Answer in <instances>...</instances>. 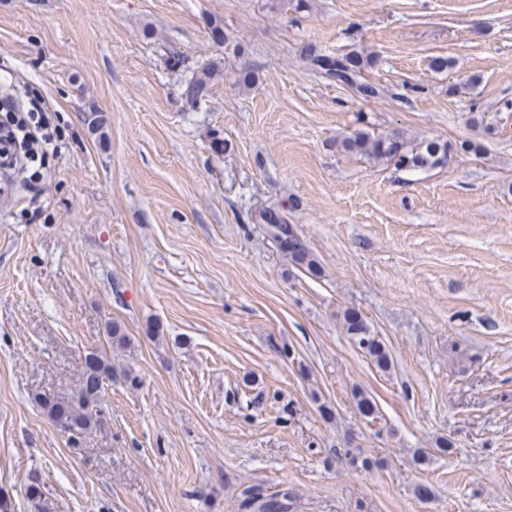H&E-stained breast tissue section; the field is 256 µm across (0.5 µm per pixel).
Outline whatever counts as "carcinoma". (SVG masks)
<instances>
[{"label":"carcinoma","instance_id":"1","mask_svg":"<svg viewBox=\"0 0 512 512\" xmlns=\"http://www.w3.org/2000/svg\"><path fill=\"white\" fill-rule=\"evenodd\" d=\"M305 60L330 83L351 90L361 100H375L383 93L379 85L367 80L364 75L365 71L378 65L375 55L363 54L355 49L325 52L310 46ZM168 65L172 69L181 68L184 72L180 85L182 108L187 112L197 111L212 95L214 78L222 71L221 60L213 58L188 66L181 54L172 53L168 57ZM232 78L234 86L245 90L252 89L260 81L258 72L249 67L233 72ZM336 147L370 162H389L397 169L409 172L441 168L448 164L452 152V146L439 138L418 141L400 134L375 136L362 129L336 140ZM250 219L262 225L266 237L271 239L284 257L312 276H320L319 263L288 224L284 214L274 208H263L250 215ZM344 329L352 343L367 354L379 369H389L390 358L386 347L357 312L344 313ZM112 372V362L107 355L94 349L86 354L82 376L70 395L39 396L37 403L75 442L102 423L105 381L112 379ZM355 402L362 416L376 418L377 406L370 397L361 392L355 396ZM294 499L293 491L286 487L271 494L247 488L241 492L238 512H292Z\"/></svg>","mask_w":512,"mask_h":512}]
</instances>
